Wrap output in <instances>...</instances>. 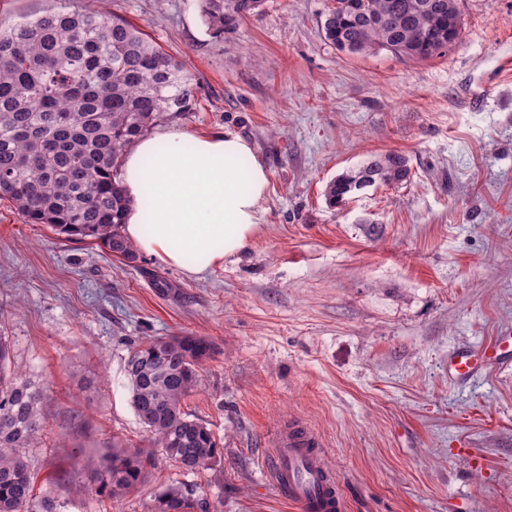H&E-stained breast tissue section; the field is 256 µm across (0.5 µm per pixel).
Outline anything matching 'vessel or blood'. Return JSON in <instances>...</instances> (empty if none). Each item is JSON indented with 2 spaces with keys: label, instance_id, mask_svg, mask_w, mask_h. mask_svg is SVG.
Wrapping results in <instances>:
<instances>
[{
  "label": "vessel or blood",
  "instance_id": "b4317fda",
  "mask_svg": "<svg viewBox=\"0 0 512 512\" xmlns=\"http://www.w3.org/2000/svg\"><path fill=\"white\" fill-rule=\"evenodd\" d=\"M506 343V337L496 336L479 349L453 352L448 358L449 378L465 380L477 369L497 366ZM267 473L279 496L299 512H346V500L327 464L322 439L302 421L288 422L275 432Z\"/></svg>",
  "mask_w": 512,
  "mask_h": 512
}]
</instances>
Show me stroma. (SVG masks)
<instances>
[{
    "label": "stroma",
    "mask_w": 512,
    "mask_h": 512,
    "mask_svg": "<svg viewBox=\"0 0 512 512\" xmlns=\"http://www.w3.org/2000/svg\"><path fill=\"white\" fill-rule=\"evenodd\" d=\"M327 4L265 0L216 39L198 0L108 2L198 85L154 133L230 131L267 169L248 249L191 276L0 201V339L46 395L27 456L58 512H151L173 484L211 512H297L265 473L291 418L320 433L347 512H512V363L448 377L457 349L512 335V0H457L461 40L427 60L336 50ZM88 6L0 0V25ZM388 152L410 181L328 205L327 182ZM186 334L217 348L183 403L220 448L194 473L149 443L124 374L131 346ZM116 440L152 458L119 499L92 491Z\"/></svg>",
    "instance_id": "35a3bbf8"
}]
</instances>
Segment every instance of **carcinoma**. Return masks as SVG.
<instances>
[{
    "instance_id": "1",
    "label": "carcinoma",
    "mask_w": 512,
    "mask_h": 512,
    "mask_svg": "<svg viewBox=\"0 0 512 512\" xmlns=\"http://www.w3.org/2000/svg\"><path fill=\"white\" fill-rule=\"evenodd\" d=\"M87 10H50L0 28V198L29 224L97 240L131 262L123 234L131 201L117 168L123 153L159 120L195 109L197 85L173 56L104 3ZM265 0H200L214 38L261 12ZM456 0H333L322 24L326 40L350 54L386 50L430 59L448 51V21H460ZM406 158L373 157L325 186L329 204L359 181L398 185L410 179ZM215 353L202 336L157 337L133 347L124 373L132 408L151 443L195 472L217 459L212 431L182 410ZM0 340V512H56L46 495L34 501L25 449L43 430V389L8 375ZM150 459L115 442L97 472V487L114 497L135 488ZM152 512H210L206 499L171 485Z\"/></svg>"
}]
</instances>
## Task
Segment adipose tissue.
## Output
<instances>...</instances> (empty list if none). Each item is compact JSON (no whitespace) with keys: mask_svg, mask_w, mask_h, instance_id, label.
I'll list each match as a JSON object with an SVG mask.
<instances>
[{"mask_svg":"<svg viewBox=\"0 0 512 512\" xmlns=\"http://www.w3.org/2000/svg\"><path fill=\"white\" fill-rule=\"evenodd\" d=\"M121 179L135 202L126 237L190 275L247 248L270 185L265 166L239 135L182 129L141 138L124 158Z\"/></svg>","mask_w":512,"mask_h":512,"instance_id":"obj_1","label":"adipose tissue"}]
</instances>
